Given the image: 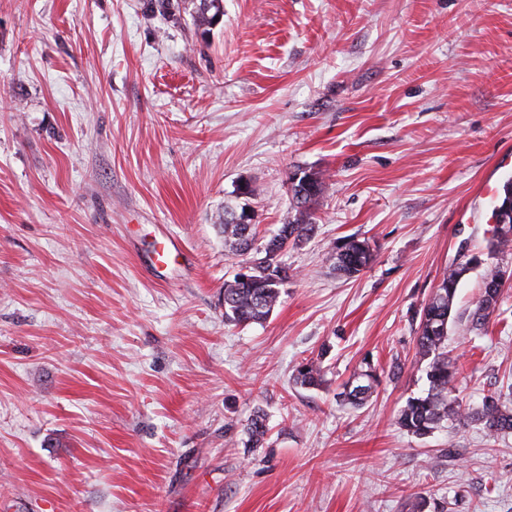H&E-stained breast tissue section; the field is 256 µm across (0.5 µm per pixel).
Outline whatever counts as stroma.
Returning a JSON list of instances; mask_svg holds the SVG:
<instances>
[{"label":"stroma","instance_id":"35a3bbf8","mask_svg":"<svg viewBox=\"0 0 512 512\" xmlns=\"http://www.w3.org/2000/svg\"><path fill=\"white\" fill-rule=\"evenodd\" d=\"M157 3L0 0V512H512V434L396 423L444 271L476 261L464 317L512 267L478 196L512 177V0H223L206 32ZM299 168L326 176L314 234L267 320L225 322L218 215L269 235ZM347 236L375 253L349 280ZM448 347L464 404L512 403V284ZM373 248L367 240L343 237L329 251V261L341 277L352 278L360 274L373 261ZM501 268H504V266H500L499 264L495 265L489 268L483 276V288L481 293L467 315L468 329L470 331L482 332L484 330L500 301L503 290L502 287L506 281H511L512 279L510 271L503 270L498 278V282L501 283V288H488L489 283L497 277ZM324 378V368L320 358L300 363L294 373V382L305 388L319 386ZM380 382L376 370L368 366L353 375L345 386L342 401L353 406H362L374 392ZM267 419L263 411L257 410L247 423L245 433L248 439L244 445L248 448H260L265 441L267 433Z\"/></svg>","mask_w":512,"mask_h":512}]
</instances>
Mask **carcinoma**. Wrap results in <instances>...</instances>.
Returning a JSON list of instances; mask_svg holds the SVG:
<instances>
[{"mask_svg": "<svg viewBox=\"0 0 512 512\" xmlns=\"http://www.w3.org/2000/svg\"><path fill=\"white\" fill-rule=\"evenodd\" d=\"M179 6L190 15L197 28L208 29L217 24L224 15L223 0H181ZM293 175L300 176L299 190L292 195L294 218L281 225L268 241L255 246L257 225L247 226L233 222L236 208L226 204L219 216V228L224 235V246L242 261H255L256 267L248 281L233 279L224 282V321L235 324L261 323L277 306L282 288L285 286L281 272L287 266L281 254L270 249L268 244L277 239L288 240L293 248L300 247L315 230L307 212L311 203L324 187L320 172L297 169ZM497 223L507 226L502 234L493 228L489 250L493 254L512 252V180L503 185V192L494 208ZM370 243L356 237H343L329 251V261L341 277L352 278L360 274L373 261ZM501 266L489 268L483 276V288L467 315L468 329L483 331L502 296V289L491 288L489 283L497 277ZM470 271L469 263L448 268L438 288L422 308L416 348L420 361L426 362L427 388L411 395L401 407L397 423L399 427L419 438L433 434L441 428H458L469 423L482 426L490 438L512 433V408L500 397L486 395L481 403L473 407L463 405L457 394L460 374L459 357L448 352V324L455 321V298L462 279ZM324 378L320 359L300 363L294 373V382L305 388L318 386ZM380 382L376 370L371 367L353 375L345 386L342 401L353 405L365 404ZM245 447L260 448L267 433V419L263 411L257 410L247 423Z\"/></svg>", "mask_w": 512, "mask_h": 512, "instance_id": "1", "label": "carcinoma"}]
</instances>
